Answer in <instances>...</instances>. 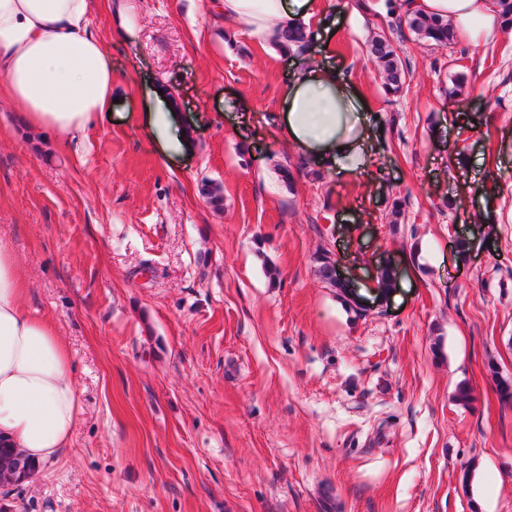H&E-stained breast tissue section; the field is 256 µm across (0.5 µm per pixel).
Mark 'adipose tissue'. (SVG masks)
I'll list each match as a JSON object with an SVG mask.
<instances>
[{"mask_svg": "<svg viewBox=\"0 0 512 512\" xmlns=\"http://www.w3.org/2000/svg\"><path fill=\"white\" fill-rule=\"evenodd\" d=\"M93 0H0V98L18 124L53 131L58 147L112 108V55L92 36ZM227 22L277 42L285 29L325 23L323 0H221ZM472 42L493 35L499 0H411ZM280 134L314 168L360 174L375 147L373 114L341 68L291 55ZM81 411L68 345L31 315L12 251L0 243V445L42 462L69 447Z\"/></svg>", "mask_w": 512, "mask_h": 512, "instance_id": "adipose-tissue-1", "label": "adipose tissue"}]
</instances>
